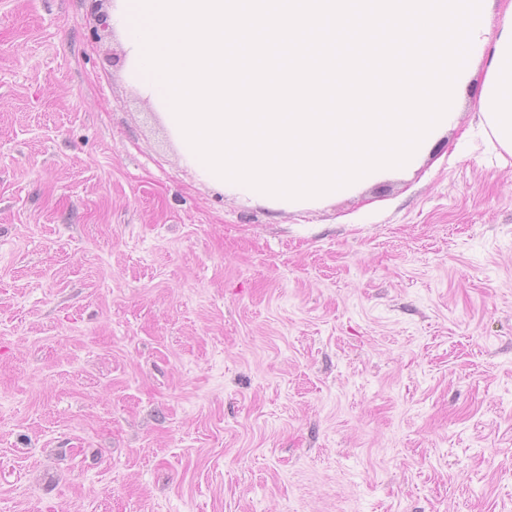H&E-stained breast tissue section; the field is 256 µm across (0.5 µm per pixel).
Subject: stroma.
Returning a JSON list of instances; mask_svg holds the SVG:
<instances>
[{
    "mask_svg": "<svg viewBox=\"0 0 512 512\" xmlns=\"http://www.w3.org/2000/svg\"><path fill=\"white\" fill-rule=\"evenodd\" d=\"M89 0H0V512H512V157L468 96L321 205L186 168Z\"/></svg>",
    "mask_w": 512,
    "mask_h": 512,
    "instance_id": "1",
    "label": "stroma"
}]
</instances>
